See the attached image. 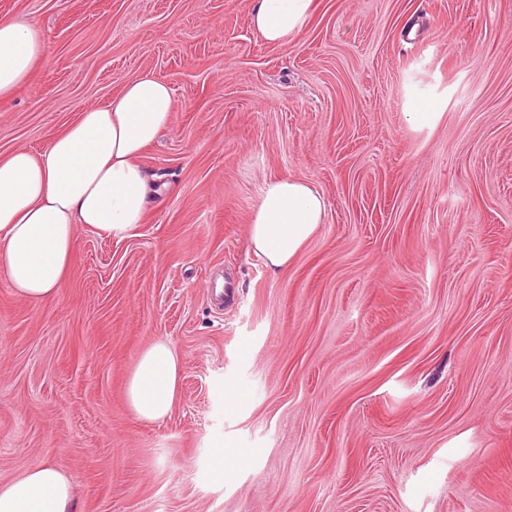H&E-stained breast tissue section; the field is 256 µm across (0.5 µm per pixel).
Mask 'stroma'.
<instances>
[{
  "label": "stroma",
  "instance_id": "obj_1",
  "mask_svg": "<svg viewBox=\"0 0 512 512\" xmlns=\"http://www.w3.org/2000/svg\"><path fill=\"white\" fill-rule=\"evenodd\" d=\"M251 4L0 0L45 44L0 157L144 72L177 100L133 237L78 231L42 303L0 275V483L53 464L76 512H512V0H316L281 47ZM280 176L327 217L274 273L248 222ZM159 339L181 387L149 424L125 386Z\"/></svg>",
  "mask_w": 512,
  "mask_h": 512
}]
</instances>
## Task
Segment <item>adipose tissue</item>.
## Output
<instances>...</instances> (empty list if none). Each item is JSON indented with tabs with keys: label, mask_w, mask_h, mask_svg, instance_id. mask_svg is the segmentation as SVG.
Wrapping results in <instances>:
<instances>
[{
	"label": "adipose tissue",
	"mask_w": 512,
	"mask_h": 512,
	"mask_svg": "<svg viewBox=\"0 0 512 512\" xmlns=\"http://www.w3.org/2000/svg\"><path fill=\"white\" fill-rule=\"evenodd\" d=\"M314 0H254V31L272 45L294 41ZM45 45L21 17L0 20V99L27 82ZM173 89L145 73L128 80L111 103L86 108L56 135L41 157L15 150L0 159V274L33 303L58 294L75 230L84 226L123 239L143 224L148 186L139 159L171 122ZM326 201L308 182L267 180L249 220V244L274 270L284 269L326 220ZM181 360L167 341L142 350L127 378L133 416L158 423L178 393ZM69 476L43 464L0 484V512H74Z\"/></svg>",
	"instance_id": "ef3b65f1"
}]
</instances>
